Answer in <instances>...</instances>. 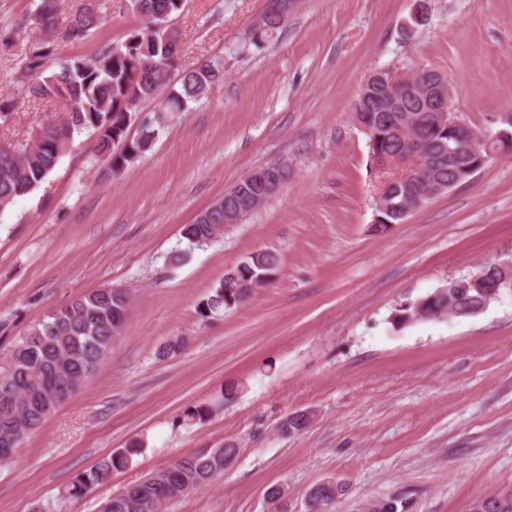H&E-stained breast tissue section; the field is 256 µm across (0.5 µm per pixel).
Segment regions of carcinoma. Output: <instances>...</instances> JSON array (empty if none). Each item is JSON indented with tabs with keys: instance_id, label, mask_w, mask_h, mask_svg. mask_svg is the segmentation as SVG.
<instances>
[{
	"instance_id": "carcinoma-1",
	"label": "carcinoma",
	"mask_w": 512,
	"mask_h": 512,
	"mask_svg": "<svg viewBox=\"0 0 512 512\" xmlns=\"http://www.w3.org/2000/svg\"><path fill=\"white\" fill-rule=\"evenodd\" d=\"M183 0H128L127 11L136 16L139 26L115 45L101 48L94 59L69 57L59 69L47 73L54 55V41L42 40L32 45L23 60L26 73L36 77L27 86L29 95L40 99L62 98L70 103L67 118L48 124L24 144L0 147V215L17 198L37 189L56 168L62 151L74 134L86 130L98 133L94 152L111 162L119 172L150 151L159 137L164 117L143 123L138 136L128 138V130L143 102L163 96L164 112H186L189 104L200 100L224 83V63L207 61L185 72L179 87L166 82L178 66L181 33L169 25ZM59 0H40L38 21L53 31L59 14ZM288 2L281 0L268 11V27L254 32L256 40L273 33L283 24ZM103 23V18L83 7L75 11L62 33L72 43L87 40ZM384 82L375 77L361 90L354 104L357 121L366 128L371 156L384 164L408 151L407 140L415 136L426 154L425 172L420 178L397 182L389 187L392 201L403 206L425 199L437 183L456 179L448 166V145L453 137L447 127L436 123L433 113L420 110L416 101L400 102L399 122L382 111ZM273 196L270 185L240 179L224 195V209L210 205L193 222L181 228L182 237L192 245L207 244L224 235V224L237 215L248 216L258 208L256 200ZM377 228L383 231L407 218L402 210L380 211ZM275 254L259 251L234 269L237 279L251 282L274 272ZM507 272L485 263L474 275L457 278V287L442 286L417 303L398 309L394 323L445 316L452 308L465 304L476 307L487 299L492 287L502 283ZM241 292L235 281L225 278L206 299L199 303L200 316L208 318L239 304ZM130 304L127 292L119 288H101L58 307L28 328L0 365V402L11 406L0 413V462L11 460L16 452L11 441L38 429L56 408L65 402L95 371L112 341L121 333ZM309 416L293 413L279 426L284 434H298L305 429ZM140 444L119 450L102 460L71 486L63 497L79 499L95 487L108 482L112 472L128 465ZM238 453V444L226 442L207 453H197L172 461L103 500L98 512H164L171 500L189 494L224 473L226 456ZM343 492L338 483L314 485L308 493L312 505L324 506Z\"/></svg>"
}]
</instances>
